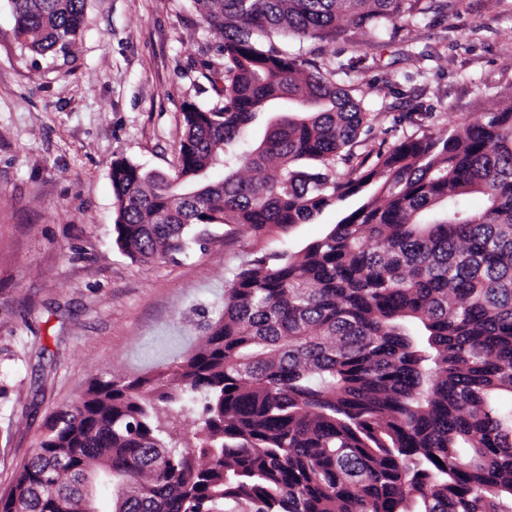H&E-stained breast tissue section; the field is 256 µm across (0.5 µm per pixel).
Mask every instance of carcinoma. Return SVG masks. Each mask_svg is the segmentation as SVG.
I'll list each match as a JSON object with an SVG mask.
<instances>
[{"label": "carcinoma", "instance_id": "1", "mask_svg": "<svg viewBox=\"0 0 512 512\" xmlns=\"http://www.w3.org/2000/svg\"><path fill=\"white\" fill-rule=\"evenodd\" d=\"M86 2L11 0L18 38L67 49ZM460 2L196 0L223 39V106L184 112L174 176L112 164L114 243L143 263L190 255L214 226L263 245L196 349L95 378L55 414L0 512H96L94 477L112 512H512V103L358 154L353 65L254 39L380 38ZM199 403L179 446L170 419ZM357 204L358 200L355 198L346 199L337 206L324 210L309 224H298L289 234L290 244L298 246L318 238L325 232L328 224L337 222L340 212L350 210Z\"/></svg>", "mask_w": 512, "mask_h": 512}]
</instances>
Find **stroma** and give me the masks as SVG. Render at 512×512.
<instances>
[{"instance_id":"1","label":"stroma","mask_w":512,"mask_h":512,"mask_svg":"<svg viewBox=\"0 0 512 512\" xmlns=\"http://www.w3.org/2000/svg\"><path fill=\"white\" fill-rule=\"evenodd\" d=\"M221 45L194 0H88L67 51L38 55L0 0V495L92 379L193 349L253 243L218 227L190 257L146 264L113 242V162L174 174L186 108L222 102ZM279 46L355 66L373 147L512 103V0H462L385 47L363 33Z\"/></svg>"}]
</instances>
